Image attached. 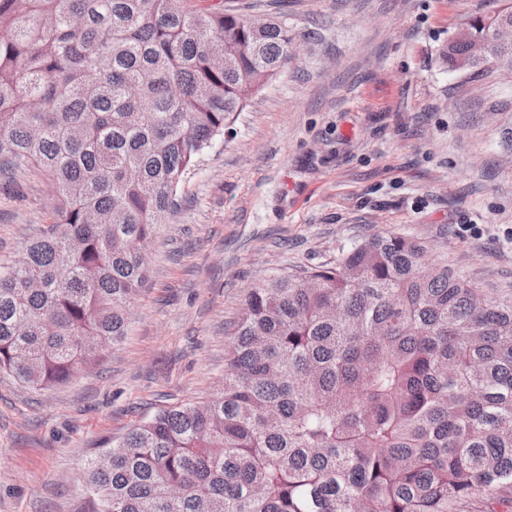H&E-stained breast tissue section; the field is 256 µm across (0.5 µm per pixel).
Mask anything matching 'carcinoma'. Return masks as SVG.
I'll return each instance as SVG.
<instances>
[{"mask_svg": "<svg viewBox=\"0 0 512 512\" xmlns=\"http://www.w3.org/2000/svg\"><path fill=\"white\" fill-rule=\"evenodd\" d=\"M294 40L214 5L0 0V174L54 186L48 230L0 266V371L54 387L125 336L137 243ZM233 336L217 397L100 443L81 512H512V300L423 242L271 275Z\"/></svg>", "mask_w": 512, "mask_h": 512, "instance_id": "obj_1", "label": "carcinoma"}]
</instances>
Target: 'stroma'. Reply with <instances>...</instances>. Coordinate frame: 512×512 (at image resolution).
I'll use <instances>...</instances> for the list:
<instances>
[{"mask_svg": "<svg viewBox=\"0 0 512 512\" xmlns=\"http://www.w3.org/2000/svg\"><path fill=\"white\" fill-rule=\"evenodd\" d=\"M217 1L285 22L297 58L201 155L100 363L44 390L0 372V512H80L102 439L216 393L245 294L271 274L401 234L512 298V72L443 55L488 0ZM53 196L37 171L0 176V264Z\"/></svg>", "mask_w": 512, "mask_h": 512, "instance_id": "35a3bbf8", "label": "stroma"}]
</instances>
